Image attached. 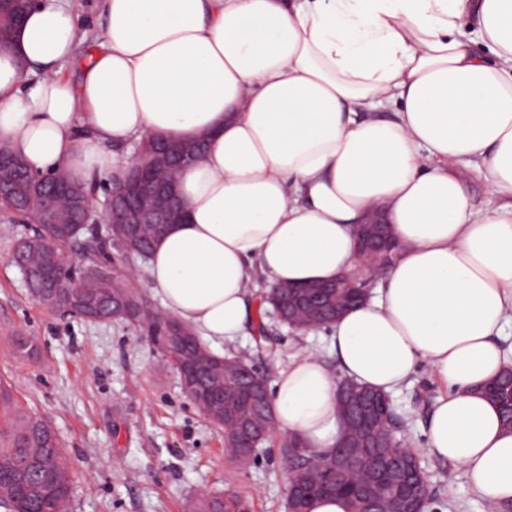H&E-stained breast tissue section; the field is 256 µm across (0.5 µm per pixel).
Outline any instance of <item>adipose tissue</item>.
Returning a JSON list of instances; mask_svg holds the SVG:
<instances>
[{
	"label": "adipose tissue",
	"mask_w": 512,
	"mask_h": 512,
	"mask_svg": "<svg viewBox=\"0 0 512 512\" xmlns=\"http://www.w3.org/2000/svg\"><path fill=\"white\" fill-rule=\"evenodd\" d=\"M103 13L83 58L71 0L28 14L0 49V141L33 172L82 182L120 171V146L142 137H204L177 175L186 219L146 273L211 348L243 336L253 274L331 281L358 268V225H390L393 266L330 328L336 367L301 352L278 371L277 430L328 452L341 380L389 393L424 362L451 388L427 452L488 505L512 502V432L480 390L508 362L512 322V0H103ZM383 104L394 117L375 116ZM475 159L481 209L461 173Z\"/></svg>",
	"instance_id": "1"
}]
</instances>
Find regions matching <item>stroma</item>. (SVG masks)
Returning <instances> with one entry per match:
<instances>
[{
  "label": "stroma",
  "instance_id": "obj_1",
  "mask_svg": "<svg viewBox=\"0 0 512 512\" xmlns=\"http://www.w3.org/2000/svg\"><path fill=\"white\" fill-rule=\"evenodd\" d=\"M29 225L0 213V381L18 407L56 431L73 468L70 512H188L200 487L235 491L252 512H284L287 475L276 444L241 469L224 452V433L184 397L175 369L136 328L89 324L37 305L11 256ZM280 351L259 368L275 378L297 349L336 358L327 332L295 334L274 320ZM32 337L20 354L16 336ZM444 392L427 366L391 395L404 436L420 452L431 490L428 512H490L464 470L425 453L427 410L417 394Z\"/></svg>",
  "mask_w": 512,
  "mask_h": 512
}]
</instances>
